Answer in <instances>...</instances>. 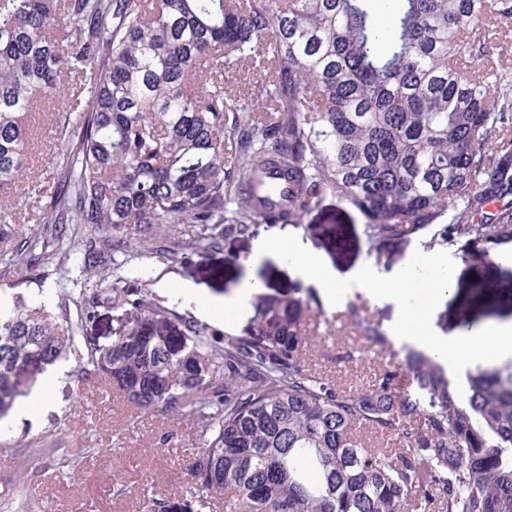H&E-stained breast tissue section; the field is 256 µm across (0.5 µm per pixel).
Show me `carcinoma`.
<instances>
[{
  "label": "carcinoma",
  "instance_id": "cac0c4a2",
  "mask_svg": "<svg viewBox=\"0 0 512 512\" xmlns=\"http://www.w3.org/2000/svg\"><path fill=\"white\" fill-rule=\"evenodd\" d=\"M499 25L512 31V0H0V189L23 177L31 110L78 80L63 119L77 135L41 188L48 236L16 261L34 267L72 224L101 232L78 258L99 275L83 317L106 300L141 321L92 347L81 374L137 410L177 414L198 396L202 507L222 494L224 512H512L511 364L468 374L465 399L415 349L346 386L302 356L319 304L308 289L256 296L251 325L221 343L108 276L132 229L245 236L300 224L329 197L365 217L376 253L432 227L463 253L511 243L512 113L486 43ZM245 61L265 79L225 86V65ZM266 170L288 180L274 205L252 196ZM346 308L369 348L387 347ZM73 341L41 306H0V417L29 393L21 374Z\"/></svg>",
  "mask_w": 512,
  "mask_h": 512
}]
</instances>
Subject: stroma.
Masks as SVG:
<instances>
[{
	"label": "stroma",
	"mask_w": 512,
	"mask_h": 512,
	"mask_svg": "<svg viewBox=\"0 0 512 512\" xmlns=\"http://www.w3.org/2000/svg\"><path fill=\"white\" fill-rule=\"evenodd\" d=\"M66 97L46 102L33 114V149L26 163L27 179L51 185L56 160L65 151L55 131ZM42 199L24 189L0 198V302L24 297L42 305L65 327L72 328L74 349L65 360L67 372L49 392L50 404L29 420L0 419V512H139L144 497L162 493L178 512H197L192 465L201 446L196 417L170 414L165 407L133 411L98 379L79 374L90 344L107 345L113 336L139 322L135 309L103 303L93 319L82 321V293L92 288L94 273L81 270L75 257L45 254L34 268L17 264L15 254L30 239L43 236L39 224ZM365 218L336 199L301 224H257L248 237L228 238L220 224L182 225L180 231L162 226L155 239L135 236L112 253L111 275L121 285L163 300L175 325L193 322L217 333H239L244 320L227 312L203 317L195 304L172 295L182 283L220 299L254 276L267 295L288 294L299 285L286 266L266 259L249 265L256 239L273 234H296L308 240L336 268L344 272L360 261L373 259L390 270L417 250L442 251L434 231L402 241L385 252L371 253L362 234ZM220 247H207L208 238ZM512 281V267L494 258L466 256L453 296L438 313L436 325L450 333L463 323L475 326L512 319V297L478 299L481 285ZM311 336L304 355L314 367L342 383H368L373 371L389 361L402 360L410 340L391 338L387 350L366 348L348 319L328 310L312 311ZM85 449L77 467L61 464L63 451Z\"/></svg>",
	"instance_id": "1"
}]
</instances>
